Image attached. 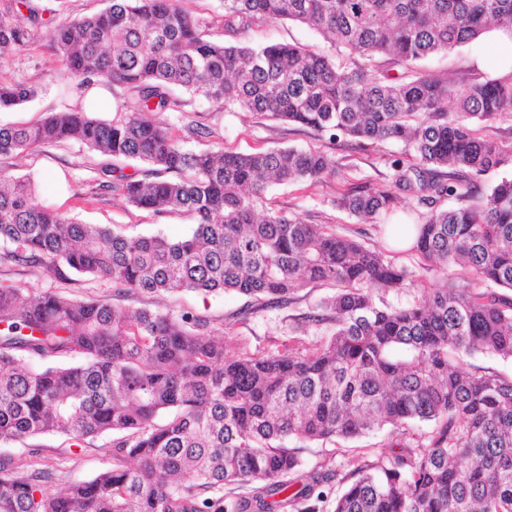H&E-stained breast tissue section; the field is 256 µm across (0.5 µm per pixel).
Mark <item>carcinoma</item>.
I'll use <instances>...</instances> for the list:
<instances>
[{"label": "carcinoma", "mask_w": 512, "mask_h": 512, "mask_svg": "<svg viewBox=\"0 0 512 512\" xmlns=\"http://www.w3.org/2000/svg\"><path fill=\"white\" fill-rule=\"evenodd\" d=\"M178 2L109 0L96 15L56 25L59 66L80 89L128 91L125 116L69 109L0 125V156L78 142L106 158L99 190L139 209L191 213L192 233L172 241L82 224L35 204L32 181L1 168L0 264L66 282L104 279L118 293L223 290L267 304L329 285L334 296L303 320L334 331L288 355L231 356L191 312L130 314L50 290L33 301L0 285V446L110 434L113 460L51 493L49 466L24 475L29 461L0 453V512H300L310 500L308 512H320L332 484V512H512V376L463 367L475 353L512 358V295L498 292L512 290V145L481 134L512 120V69L475 82L420 68L481 39L512 41V0H221L226 37L288 20L332 37V52L213 41L211 21ZM45 28L30 0H3L0 58L25 51ZM380 56L400 62L402 76L357 62ZM178 90L359 148L404 143L417 163L392 161L394 190L363 183L335 204L375 223L401 195L415 198L426 211L404 233L442 287L407 307L377 305L371 289L402 287L406 267L327 225L257 209L274 185L335 175V159L314 149L187 151L148 117L183 111ZM34 95L0 82V110ZM120 159L149 169L136 178ZM447 197L457 205L439 207ZM67 357L78 363H56ZM418 422L431 430L413 433ZM383 429L402 436L400 451L344 476L327 464L300 474L288 447ZM238 483L252 492L210 497Z\"/></svg>", "instance_id": "cac0c4a2"}]
</instances>
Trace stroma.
<instances>
[{"instance_id":"stroma-1","label":"stroma","mask_w":512,"mask_h":512,"mask_svg":"<svg viewBox=\"0 0 512 512\" xmlns=\"http://www.w3.org/2000/svg\"><path fill=\"white\" fill-rule=\"evenodd\" d=\"M241 43L249 45L290 43L327 51L329 38L306 26L288 21H270L240 35ZM501 64L496 42L484 41L440 53L430 58L426 66L447 72L449 76L466 75L482 79L493 75ZM0 79L18 81L35 87L38 94L25 104L0 111V124L33 123L50 110L79 109V92H65L67 74L55 61L49 36L39 37L23 53L7 58L0 64ZM162 121L171 123L183 146L188 149H208L217 145L234 152H249L259 148H315L336 160V177L317 183L278 186L259 202L262 211H282L307 224H332L338 232L356 236L366 246L385 253L388 258L405 266L409 277L403 288L375 291L376 302L405 307L415 302L422 290L442 284L439 273L425 271L417 252L398 249L392 244L396 225L417 219L418 205L410 197H402L390 221L362 223L347 212L336 208L337 193L352 185L367 182L380 189L392 188L394 159L409 160L402 144L384 142L363 149L345 140H329L314 131L270 118H260L248 112H222L207 102L195 100L189 112L165 113ZM198 121L210 127L211 137L194 139L186 126ZM101 157L76 142L45 145L34 151L5 159L1 165L16 176L29 177L37 186L35 201L41 206L56 208L86 224H103L131 234L161 232L177 240L185 236L195 219L183 212L157 214L128 205L122 197L100 193L96 188L95 169ZM11 285L31 296L56 286L74 298L102 300L134 313L143 309L168 311L174 314L191 311L208 322L210 334L224 338L230 353L256 355L285 354L304 350L327 336L331 324L299 325L298 320L331 297L333 288L309 286L295 291L289 302L280 306H259L255 301L235 292H183L152 296L142 293L120 294L105 281L87 282L76 279L55 284L50 276L35 269L0 265V283ZM396 441L389 431L354 441L336 440L299 449L303 470H311L321 462H329L341 472L353 469L357 459H372L378 455H393ZM11 454H33L34 464L55 466L54 487L88 479L111 469L112 449L109 437L87 439L72 445L67 436L45 434L14 444Z\"/></svg>"}]
</instances>
